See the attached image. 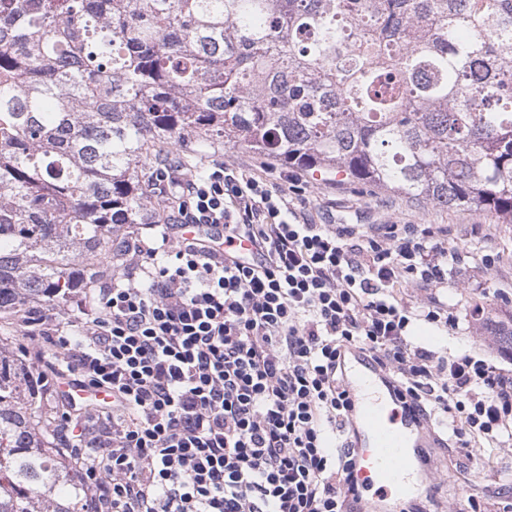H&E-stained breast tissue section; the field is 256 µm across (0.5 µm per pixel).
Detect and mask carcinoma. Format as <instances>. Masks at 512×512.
<instances>
[{"label": "carcinoma", "mask_w": 512, "mask_h": 512, "mask_svg": "<svg viewBox=\"0 0 512 512\" xmlns=\"http://www.w3.org/2000/svg\"><path fill=\"white\" fill-rule=\"evenodd\" d=\"M188 137L512 224V0H0V332L112 274ZM13 359L0 512H75Z\"/></svg>", "instance_id": "carcinoma-1"}]
</instances>
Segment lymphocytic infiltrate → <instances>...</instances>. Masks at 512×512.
Wrapping results in <instances>:
<instances>
[{
    "instance_id": "f902f5d3",
    "label": "lymphocytic infiltrate",
    "mask_w": 512,
    "mask_h": 512,
    "mask_svg": "<svg viewBox=\"0 0 512 512\" xmlns=\"http://www.w3.org/2000/svg\"><path fill=\"white\" fill-rule=\"evenodd\" d=\"M179 196L158 241L131 238L112 285L31 308L21 366L37 396L96 388L49 430L79 458L78 512H351L357 451L341 355L369 354L398 401L451 448L512 447V374L415 343L445 331L421 298L458 260L425 224H315L287 189L215 161L165 162Z\"/></svg>"
}]
</instances>
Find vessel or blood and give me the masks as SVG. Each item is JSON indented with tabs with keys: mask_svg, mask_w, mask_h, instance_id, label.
I'll list each match as a JSON object with an SVG mask.
<instances>
[{
	"mask_svg": "<svg viewBox=\"0 0 512 512\" xmlns=\"http://www.w3.org/2000/svg\"><path fill=\"white\" fill-rule=\"evenodd\" d=\"M351 409L353 445L359 451L356 476L374 496L362 500L360 512H372L375 501L412 498L416 487L410 476L429 438L419 416L403 408L369 355L357 348L345 357Z\"/></svg>",
	"mask_w": 512,
	"mask_h": 512,
	"instance_id": "vessel-or-blood-1",
	"label": "vessel or blood"
}]
</instances>
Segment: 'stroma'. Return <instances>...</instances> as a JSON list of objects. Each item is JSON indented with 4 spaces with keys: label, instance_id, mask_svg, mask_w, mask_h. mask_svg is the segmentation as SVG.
I'll return each mask as SVG.
<instances>
[{
    "label": "stroma",
    "instance_id": "obj_1",
    "mask_svg": "<svg viewBox=\"0 0 512 512\" xmlns=\"http://www.w3.org/2000/svg\"><path fill=\"white\" fill-rule=\"evenodd\" d=\"M218 159L275 183L282 182L284 166L246 148L215 144L189 164L200 170ZM298 194L306 202L305 213L313 223L337 220L342 224H429L448 232V247L459 255L447 288L433 289L432 295L446 302L457 324L443 333L428 326L415 331L416 341L449 353H480L512 369V355L501 352L478 323L477 308L493 317L512 316V224L498 223L482 211L448 209L406 199L371 186L337 178L320 179L302 173ZM494 256L486 266L485 256ZM435 467L448 477L435 489L419 485V495L434 492L445 512H471V500L495 502L497 494L512 497V451L476 448L432 449Z\"/></svg>",
    "mask_w": 512,
    "mask_h": 512
}]
</instances>
